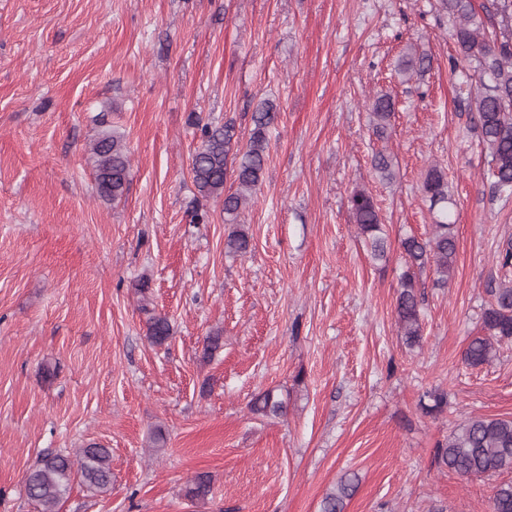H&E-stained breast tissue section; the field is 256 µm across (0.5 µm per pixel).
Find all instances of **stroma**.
Returning a JSON list of instances; mask_svg holds the SVG:
<instances>
[{
    "label": "stroma",
    "instance_id": "1",
    "mask_svg": "<svg viewBox=\"0 0 512 512\" xmlns=\"http://www.w3.org/2000/svg\"><path fill=\"white\" fill-rule=\"evenodd\" d=\"M410 48L431 65L403 77ZM456 56L438 0H0V512H41L28 471L90 443L110 452L112 488L73 483L58 512H321L347 473L344 512H488L512 474L467 479L436 460L463 420L512 418V345L463 359L512 199L491 196L465 104L473 70ZM381 93L395 104L382 138L369 127ZM265 100L279 117L239 216L252 249L233 254L191 157L202 122L246 144ZM105 131L131 162L115 201L90 154ZM433 165L457 251L448 284L417 275L411 348L394 317L400 242L431 231ZM357 188L379 208L386 267L354 222ZM143 277L173 326L162 346L138 311ZM267 389L285 416L250 412ZM435 390L448 405L433 417L420 402ZM199 473L212 489L194 503Z\"/></svg>",
    "mask_w": 512,
    "mask_h": 512
}]
</instances>
